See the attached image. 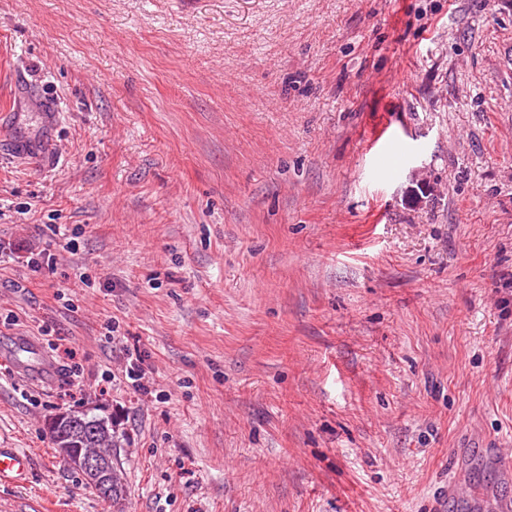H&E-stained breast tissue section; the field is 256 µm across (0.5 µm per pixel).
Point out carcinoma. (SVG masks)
<instances>
[{
    "label": "carcinoma",
    "mask_w": 512,
    "mask_h": 512,
    "mask_svg": "<svg viewBox=\"0 0 512 512\" xmlns=\"http://www.w3.org/2000/svg\"><path fill=\"white\" fill-rule=\"evenodd\" d=\"M58 440L54 449L62 458L69 457V467L84 473L74 461L77 453L108 452L117 447L116 424L110 413H99L95 407L72 406L64 410V418L56 428Z\"/></svg>",
    "instance_id": "carcinoma-1"
}]
</instances>
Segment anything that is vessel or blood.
<instances>
[{"instance_id":"vessel-or-blood-1","label":"vessel or blood","mask_w":512,"mask_h":512,"mask_svg":"<svg viewBox=\"0 0 512 512\" xmlns=\"http://www.w3.org/2000/svg\"><path fill=\"white\" fill-rule=\"evenodd\" d=\"M491 465L503 481L512 480L511 448L454 449L451 456V475L436 505V512H512V500L486 491L479 497L467 496L463 490L465 471L474 457ZM31 468L26 453L12 448H0V481L17 482L25 479Z\"/></svg>"}]
</instances>
